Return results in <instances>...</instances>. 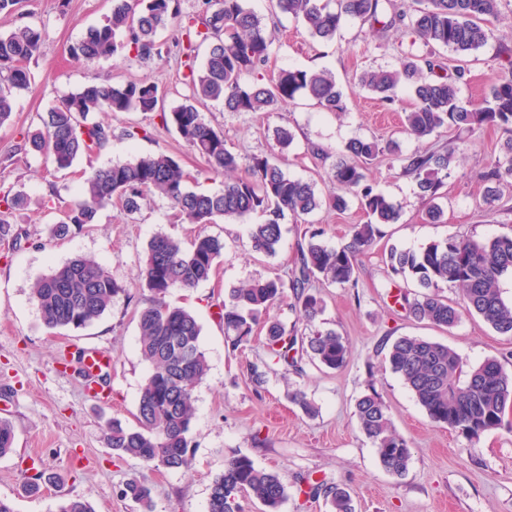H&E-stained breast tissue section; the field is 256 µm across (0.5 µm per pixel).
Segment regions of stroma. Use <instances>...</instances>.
<instances>
[{"instance_id": "stroma-1", "label": "stroma", "mask_w": 512, "mask_h": 512, "mask_svg": "<svg viewBox=\"0 0 512 512\" xmlns=\"http://www.w3.org/2000/svg\"><path fill=\"white\" fill-rule=\"evenodd\" d=\"M245 4L276 33L261 76L271 78L282 68L330 69L343 92L346 112L338 116L324 111L303 96L273 112H228L221 103L206 102L200 112L223 133L231 152L245 161L267 155L274 129L289 127L294 141L281 161L283 171L315 182L325 196L332 189L329 168L349 139H394L405 154L418 149V141L401 133L402 114L413 103L408 87L399 86L389 106L358 83L364 70L394 69L406 58L424 54L410 29L400 25L379 36L359 21L348 20L334 41L322 42L311 37L302 22L274 14L270 0ZM178 7V17L157 35L159 57L143 60L125 52L94 67L74 59L70 48L89 27L105 23L112 0H22L14 13L0 14V33L23 23L37 25L43 33L40 49L28 64L32 86L17 94L12 121L0 125V192L27 196L25 209L11 217L21 236L19 244L0 242V418L9 419L15 429L14 453L0 458V498L9 500L15 512H57L69 497L85 500L94 512H140L122 493L134 478L150 488L154 512H207L211 482L222 473L225 459L246 455L257 466L277 472L288 487L281 512H329L324 495L297 494L299 481L309 474L351 491L356 512H512V407L500 428L467 440L429 420L382 352L383 345L399 337L418 336L448 345L470 365L497 358L512 374V336L498 334L481 318L466 314L454 327L441 328L406 317L389 290L395 284L409 289L413 283L394 275L388 260L390 249L417 250L451 235L482 240L512 234V188L505 190L495 209L481 204V175L489 159L512 138L511 130L441 131L440 140L454 142L458 154L440 190L443 217L438 224L428 222L426 202L393 156H381L369 165V183L400 205L401 218L383 225L382 238L359 256L357 287L315 282L313 290L324 310L310 326L296 322L288 302L270 312L302 333L311 327L343 336L350 355L336 370L309 363L298 375L267 365L265 331L259 327L248 342L232 349L215 312L231 288L253 279L286 277L306 230L325 228L324 240L333 247L347 243L352 225L367 221L357 199H350L342 211L324 206L298 219L284 215L282 239L272 256L251 251L248 221L187 224L158 197L145 198L135 213L117 203L106 205L95 224L80 234L51 238L52 224L77 200L85 173L100 166L164 152L197 175L199 190L221 189V178L209 174L205 161L155 112L100 114V121L112 127L111 141L66 170L56 169L45 154L17 149L25 132L40 128L42 116L59 104L62 93L95 79L145 77L158 85L165 108L184 102L192 93L190 68L177 42L196 15L197 0H178ZM501 10L495 38L485 47L462 57L442 48L436 52L446 70L464 65L463 100L479 103L490 90L493 74L507 67L499 47L512 48V0H503ZM158 233L186 242L200 233L211 234L225 243L209 282L169 297L198 318L201 348L209 363L208 375L195 391L191 464L185 471L116 458L102 439L112 420L126 426L136 423L140 388L150 371L138 346L136 311L148 295L139 269L149 239ZM86 254L107 267L123 293L90 326L47 329L31 300L36 279ZM89 346L112 355L109 389L102 398L86 391L82 380L58 363L60 354ZM254 364L266 368L259 387L249 377ZM371 387L381 394L394 429L411 448L404 476L382 468L372 442L357 425L356 401ZM296 390L315 403L316 415H305L289 401V393Z\"/></svg>"}]
</instances>
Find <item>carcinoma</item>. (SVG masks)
Listing matches in <instances>:
<instances>
[{
  "label": "carcinoma",
  "mask_w": 512,
  "mask_h": 512,
  "mask_svg": "<svg viewBox=\"0 0 512 512\" xmlns=\"http://www.w3.org/2000/svg\"><path fill=\"white\" fill-rule=\"evenodd\" d=\"M502 0H415L416 7L400 0H275L278 12L307 26L312 37L331 41L345 19L385 31L396 25L409 28L429 49V54L405 63L400 70L376 69L360 76L363 87L383 102H394L395 89L409 85L414 98L405 113L402 132L417 140L438 135L442 129L474 131L483 126H512V71L495 77L490 96L475 106L459 95L462 68L451 75L435 71L434 50L445 48L467 55L486 46L492 38L489 23L499 18ZM174 0H112L107 23L90 27L71 47V54L92 66L124 50L140 59L159 53L157 32L175 18ZM183 50L195 57L198 45L208 43L205 60L190 70L192 96L161 112L164 124L174 127L180 138L207 163L209 170L224 177L217 192L195 191L191 177L179 160L166 153L146 154L136 159L92 170L84 179L82 196L61 221L51 228L59 240L81 232L95 222L98 210L117 200L129 213L138 211L145 197L165 199L176 216L189 224L242 221L250 215L263 220L250 225L253 251L276 253L282 238L280 219L284 212L306 216L324 204L342 211L347 196L357 198L369 221L352 228L351 241L343 247L326 245L324 230L312 229L308 241L281 278L258 279L229 290L220 305L224 334L234 349L248 341L253 327L264 321L265 347L283 373L301 374L308 358L336 370L348 358V346L333 330H314L299 336L276 319L267 317L285 288L293 294L291 310L296 320L311 324L322 312L320 297L312 283L323 279L339 286L357 284V255L371 246L379 225L394 224L399 206L367 183L365 168L378 156L398 151L389 140L355 138L345 146L346 157L330 169L336 192L323 197L316 183L286 175L268 156H254L247 165L226 148L224 134L208 125L198 105L219 101L227 112H274L279 105L305 95L327 112H344L343 94L335 76L326 69H281L270 82L252 80L268 64L272 34L244 0H201L196 18L183 30ZM42 33L34 24H23L0 34V124L10 120L16 95L30 88L27 63L40 47ZM158 87L146 78L112 83L93 81L77 92H67L58 106L46 114L43 129L22 137L18 150L46 152L55 168L66 170L82 157L102 150L112 140V128L89 120L96 112H154L159 104ZM456 147L441 143L432 148L399 156L401 172L412 178L420 195L431 201L427 211L431 224L440 222L441 207L434 203L448 177ZM484 202L499 201L502 186L512 181V140L483 173ZM24 193L0 197V239L17 243L19 235L9 216L25 207ZM224 239L199 234L184 245L167 234L155 235L147 244L141 278L150 292L138 310L139 349L150 365L139 395L136 425L114 420L104 432L113 454L136 459L156 469L188 467L189 432L195 415V390L206 378L209 365L200 346L202 327L187 309L168 302L170 293L192 289L209 281L224 256ZM393 273L411 279L419 291L414 295L399 289L394 301L408 316L451 328L461 312L482 318L496 332L512 336V301L503 297V283L512 277V235L483 241L450 236L421 250L392 249L388 255ZM462 292L463 309L438 293L440 285ZM125 288L93 255H80L39 278L32 295L42 323L49 329L84 328L100 319ZM385 360L428 417L477 440L503 424L506 406L512 403V375L498 359H485L468 366L447 345L414 336L392 342ZM360 429L372 441L385 471L401 477L411 460L407 441L390 425L387 406L374 390L355 405ZM13 424L0 418V458L14 451ZM299 492L330 497L331 512H355L350 491L330 486L308 475ZM123 494L153 512L151 491L136 480L126 483ZM255 498L265 512H280L287 500V487L278 474L258 467L246 455L224 463V471L210 487L208 512H241L240 496Z\"/></svg>",
  "instance_id": "obj_1"
}]
</instances>
